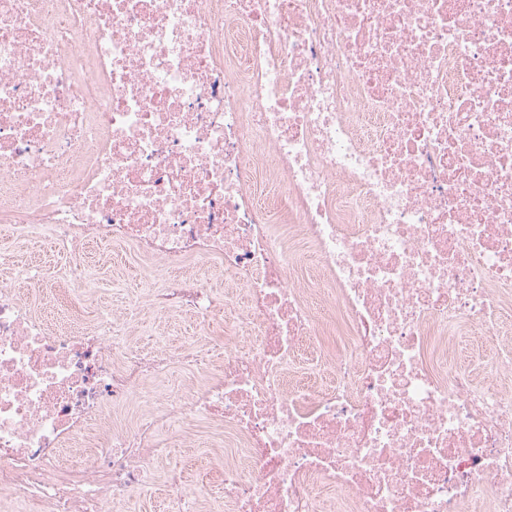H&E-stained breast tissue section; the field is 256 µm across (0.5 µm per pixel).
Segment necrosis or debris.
I'll return each mask as SVG.
<instances>
[{
    "instance_id": "4bbe7bcc",
    "label": "necrosis or debris",
    "mask_w": 512,
    "mask_h": 512,
    "mask_svg": "<svg viewBox=\"0 0 512 512\" xmlns=\"http://www.w3.org/2000/svg\"><path fill=\"white\" fill-rule=\"evenodd\" d=\"M0 227L69 260L0 253L6 512H512V0H0ZM92 261L96 275L91 288L97 290L99 301L112 303V308H120L128 296L140 293L144 270L132 253L120 248L100 247L94 252ZM117 281L125 288H112ZM132 336L141 347L150 348L157 342L159 333H163L165 341L178 348L196 336L198 326L195 318L190 313L174 315L166 320L146 303L140 312L132 319ZM202 437L197 441L190 442L188 446L181 448H171L169 455L170 465L168 467H174L175 465H182V475L188 484L201 483L202 479V465L206 463V433H202ZM164 477L141 487L135 495L136 512H166Z\"/></svg>"
}]
</instances>
